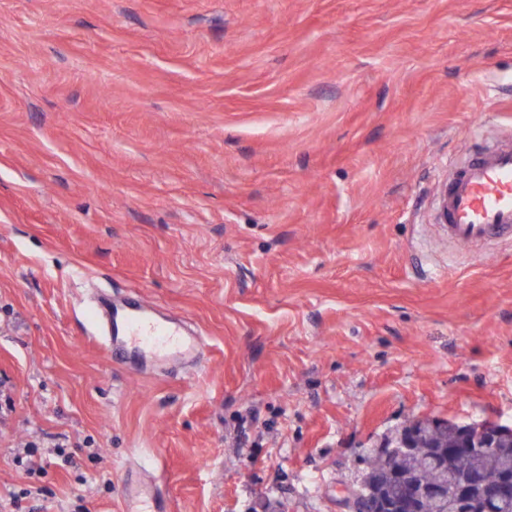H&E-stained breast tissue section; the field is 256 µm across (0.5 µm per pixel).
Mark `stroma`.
I'll return each instance as SVG.
<instances>
[{"mask_svg":"<svg viewBox=\"0 0 512 512\" xmlns=\"http://www.w3.org/2000/svg\"><path fill=\"white\" fill-rule=\"evenodd\" d=\"M508 128L512 0H0V512H337L407 420L512 426V239L431 222ZM94 285L197 369L110 363Z\"/></svg>","mask_w":512,"mask_h":512,"instance_id":"stroma-1","label":"stroma"}]
</instances>
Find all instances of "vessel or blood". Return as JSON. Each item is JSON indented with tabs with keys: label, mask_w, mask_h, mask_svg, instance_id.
<instances>
[{
	"label": "vessel or blood",
	"mask_w": 512,
	"mask_h": 512,
	"mask_svg": "<svg viewBox=\"0 0 512 512\" xmlns=\"http://www.w3.org/2000/svg\"><path fill=\"white\" fill-rule=\"evenodd\" d=\"M434 223L450 243L482 246L512 235V133L476 149L449 168L437 187ZM105 330L99 342L117 362L132 356L156 362L181 360L194 367L205 343L176 319L142 299L113 302L103 311Z\"/></svg>",
	"instance_id": "b4317fda"
}]
</instances>
